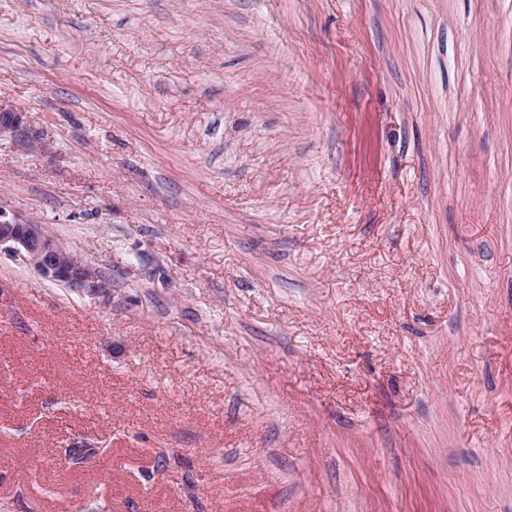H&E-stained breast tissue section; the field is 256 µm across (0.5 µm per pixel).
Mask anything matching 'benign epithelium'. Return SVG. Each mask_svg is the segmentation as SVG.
I'll return each instance as SVG.
<instances>
[{
  "label": "benign epithelium",
  "instance_id": "benign-epithelium-1",
  "mask_svg": "<svg viewBox=\"0 0 512 512\" xmlns=\"http://www.w3.org/2000/svg\"><path fill=\"white\" fill-rule=\"evenodd\" d=\"M10 136L31 150L44 144L29 136L24 113L0 109V137ZM22 257L42 276L94 295L110 293V283L89 263L77 257L59 239L32 218L8 215L0 206V248Z\"/></svg>",
  "mask_w": 512,
  "mask_h": 512
}]
</instances>
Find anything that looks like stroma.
<instances>
[{"label": "stroma", "mask_w": 512, "mask_h": 512, "mask_svg": "<svg viewBox=\"0 0 512 512\" xmlns=\"http://www.w3.org/2000/svg\"><path fill=\"white\" fill-rule=\"evenodd\" d=\"M0 512H512V0H0ZM23 117L24 112L0 109V138L9 135L30 150H44V144L29 136ZM3 246L21 256L45 278L94 295L110 293L109 281L59 239L48 234L42 224L30 217L9 216L0 206V252Z\"/></svg>", "instance_id": "1"}]
</instances>
